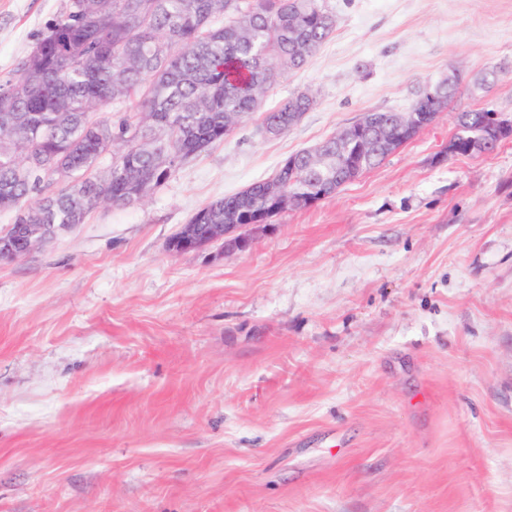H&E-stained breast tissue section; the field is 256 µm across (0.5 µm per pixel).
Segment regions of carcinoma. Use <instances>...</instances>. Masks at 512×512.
I'll return each instance as SVG.
<instances>
[{
    "instance_id": "carcinoma-1",
    "label": "carcinoma",
    "mask_w": 512,
    "mask_h": 512,
    "mask_svg": "<svg viewBox=\"0 0 512 512\" xmlns=\"http://www.w3.org/2000/svg\"><path fill=\"white\" fill-rule=\"evenodd\" d=\"M335 25L322 0H67L16 74L0 78V213L74 226L99 206L142 202L224 143L226 118L258 111L267 71L301 67ZM133 97V109L99 116ZM309 109L293 95L264 119L287 127ZM493 113L459 120L475 133ZM263 207L256 182L188 223L239 224Z\"/></svg>"
}]
</instances>
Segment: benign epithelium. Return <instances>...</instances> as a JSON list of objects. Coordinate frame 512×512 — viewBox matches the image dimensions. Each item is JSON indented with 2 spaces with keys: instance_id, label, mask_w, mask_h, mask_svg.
<instances>
[{
  "instance_id": "1",
  "label": "benign epithelium",
  "mask_w": 512,
  "mask_h": 512,
  "mask_svg": "<svg viewBox=\"0 0 512 512\" xmlns=\"http://www.w3.org/2000/svg\"><path fill=\"white\" fill-rule=\"evenodd\" d=\"M456 81L452 73L435 84L426 85L421 97L427 100L424 112H399L392 123H384L375 113L367 112L353 125L336 134V148L318 145L304 154L308 167L316 170V180L303 183L292 192L284 181L272 179L263 188L266 201L272 211L281 212L290 205L310 207L338 189L330 177L333 172L348 173L356 178L353 159L372 152L383 145L387 148L398 138L412 139L417 133L433 124L446 110L440 95L441 88ZM512 137V121L495 114L485 129L476 136L459 137L448 141V153L482 155ZM258 218L245 224H184L183 234L175 249L177 253L190 252L206 245L219 243L226 253L245 248L249 237L246 231L261 226ZM64 224H19L7 235L0 236V260H12L30 254L35 247L65 229Z\"/></svg>"
}]
</instances>
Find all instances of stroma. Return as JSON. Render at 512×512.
<instances>
[{"mask_svg":"<svg viewBox=\"0 0 512 512\" xmlns=\"http://www.w3.org/2000/svg\"><path fill=\"white\" fill-rule=\"evenodd\" d=\"M331 36L142 203L0 263V512H512V0H325ZM65 0H0V75ZM447 109L248 249H167L207 203L367 112ZM313 105H308L296 94L281 101L276 106L270 108L264 113L263 121H277L280 125L287 127L286 131L289 130V118L290 113L294 112L296 115V121L301 119L300 113L307 112ZM280 125L271 123H265L263 125L264 132L271 136H277L284 130ZM512 121L496 113L485 129L476 136H465L459 134L458 138L449 140L448 153L465 155H482L490 153V148L500 145L512 137L510 132Z\"/></svg>","mask_w":512,"mask_h":512,"instance_id":"obj_1","label":"stroma"}]
</instances>
